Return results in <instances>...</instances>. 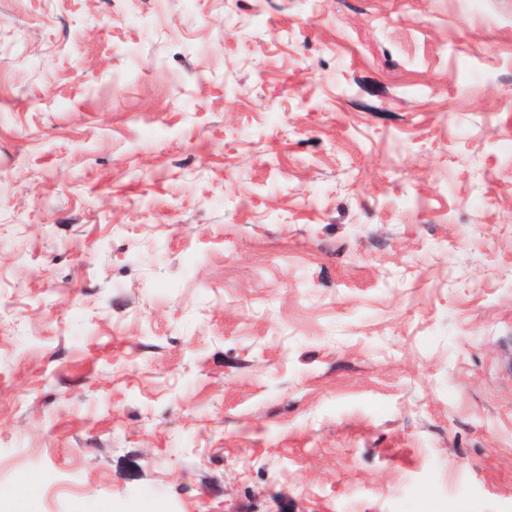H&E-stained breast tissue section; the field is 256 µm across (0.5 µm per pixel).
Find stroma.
I'll return each mask as SVG.
<instances>
[{"instance_id": "35a3bbf8", "label": "stroma", "mask_w": 512, "mask_h": 512, "mask_svg": "<svg viewBox=\"0 0 512 512\" xmlns=\"http://www.w3.org/2000/svg\"><path fill=\"white\" fill-rule=\"evenodd\" d=\"M67 507L512 512V0H0V512Z\"/></svg>"}]
</instances>
